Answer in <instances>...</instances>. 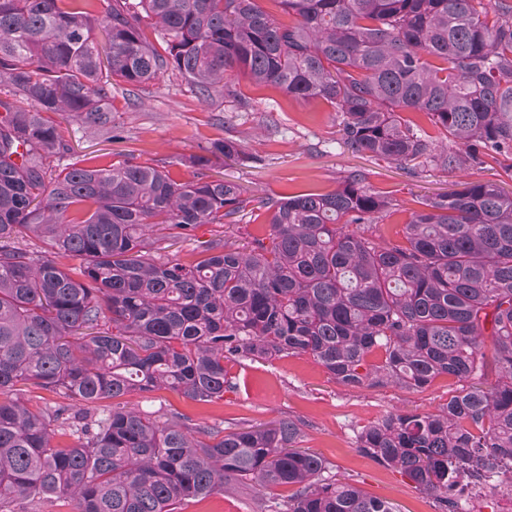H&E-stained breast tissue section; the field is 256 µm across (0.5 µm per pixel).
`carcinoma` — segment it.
Masks as SVG:
<instances>
[{"label":"carcinoma","instance_id":"cac0c4a2","mask_svg":"<svg viewBox=\"0 0 512 512\" xmlns=\"http://www.w3.org/2000/svg\"><path fill=\"white\" fill-rule=\"evenodd\" d=\"M0 0V506L70 498L77 512H177L216 490H269L260 512H394L301 447L304 425L190 427L130 409L171 389L198 403L234 387L224 363L309 355L350 388L470 385L433 412L389 413L358 451L448 512L461 469L512 459V192L496 181L419 198L402 240L374 227L388 196L352 172L329 193L265 202L209 175L216 140L180 183L131 153L52 169L72 152L54 116L113 140L116 94L178 72L204 100L247 101L246 74L336 112L355 154L413 172L497 166L512 180V5L505 0ZM101 13L104 41L89 6ZM423 112L421 133L402 113ZM267 208L268 234L228 217ZM224 228L190 263L159 255ZM35 234L44 250L25 243ZM80 259L78 271L57 257ZM31 385L84 405L32 408ZM112 401L99 417L90 406ZM77 443H52L53 424Z\"/></svg>","mask_w":512,"mask_h":512}]
</instances>
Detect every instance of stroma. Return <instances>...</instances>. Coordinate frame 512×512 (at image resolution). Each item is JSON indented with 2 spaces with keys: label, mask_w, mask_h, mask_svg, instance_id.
Instances as JSON below:
<instances>
[{
  "label": "stroma",
  "mask_w": 512,
  "mask_h": 512,
  "mask_svg": "<svg viewBox=\"0 0 512 512\" xmlns=\"http://www.w3.org/2000/svg\"><path fill=\"white\" fill-rule=\"evenodd\" d=\"M236 82L242 96L250 100L249 108L239 107L230 98L204 101L184 78L168 71L147 90L116 97L112 123L121 132V141H106L65 119L59 129L74 155L108 163L119 154L131 153L138 162L165 169L179 182L195 175L194 167L187 164L190 156L200 154L211 141L233 139L242 145L245 161L230 166L215 162V174L237 182L245 193L273 200L332 192L348 173H363L376 190L393 198L391 213L377 225L376 235L394 242L417 210V197L497 177L496 170L485 165L453 172L428 168L409 175L339 144L336 114L326 102L286 97L277 88L253 85L243 74ZM226 368L236 385L215 403L198 404L167 390L132 398L131 403L149 411L175 410L190 426L259 424L288 417L302 421L305 447L329 461L338 479L395 504L399 512H437L434 499L416 489L405 475L361 455L356 436L363 426L392 411L435 410L458 388V380L441 377L415 392L396 386L352 389L330 379L308 355L233 361ZM266 494L257 485L244 491H216L184 504L180 512H257Z\"/></svg>",
  "instance_id": "obj_1"
}]
</instances>
